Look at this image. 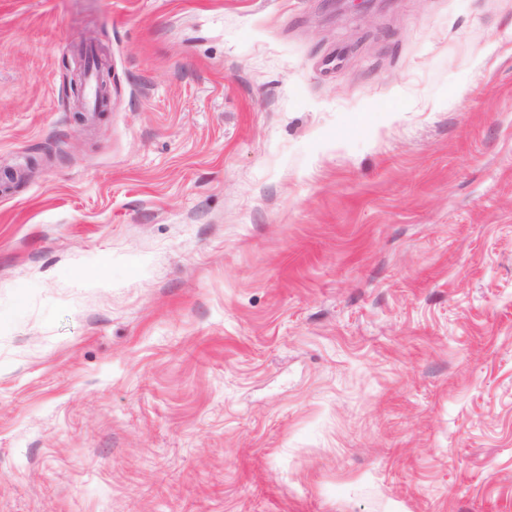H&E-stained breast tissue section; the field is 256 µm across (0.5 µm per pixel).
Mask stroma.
Returning a JSON list of instances; mask_svg holds the SVG:
<instances>
[{
  "label": "stroma",
  "mask_w": 512,
  "mask_h": 512,
  "mask_svg": "<svg viewBox=\"0 0 512 512\" xmlns=\"http://www.w3.org/2000/svg\"><path fill=\"white\" fill-rule=\"evenodd\" d=\"M0 512H512V0H0ZM83 60V76L86 81L88 98L81 104L84 112L96 113L100 112L104 107L99 104L96 97V83L98 80V60L96 53L92 47H86L82 55Z\"/></svg>",
  "instance_id": "35a3bbf8"
}]
</instances>
